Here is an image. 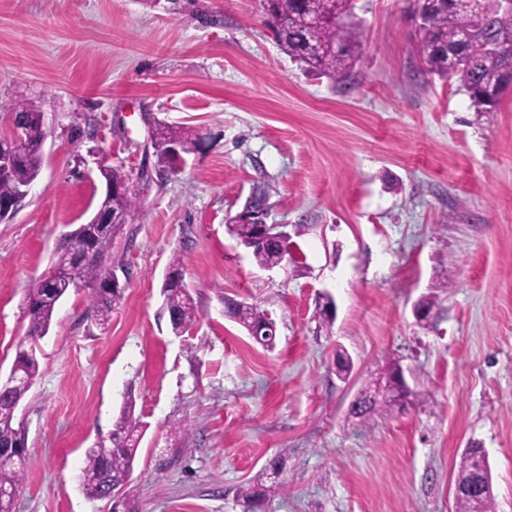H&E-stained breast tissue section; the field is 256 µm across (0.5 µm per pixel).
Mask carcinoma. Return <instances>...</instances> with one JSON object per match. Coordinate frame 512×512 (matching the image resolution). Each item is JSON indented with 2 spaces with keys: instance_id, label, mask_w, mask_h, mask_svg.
<instances>
[{
  "instance_id": "1",
  "label": "carcinoma",
  "mask_w": 512,
  "mask_h": 512,
  "mask_svg": "<svg viewBox=\"0 0 512 512\" xmlns=\"http://www.w3.org/2000/svg\"><path fill=\"white\" fill-rule=\"evenodd\" d=\"M266 15V25L277 46L296 62L308 69L345 79L353 68L362 45V31L353 21V15L344 13V0H319L322 3V20L312 28L303 23L304 0H261ZM420 14L424 26L418 41V54L426 71L443 79L456 77L465 88L471 101L481 112L494 110L504 92L512 86V13L492 12L487 15L458 8L453 0H425ZM5 109L16 114L26 124L30 145L21 155L12 175L0 178V200L13 198L16 186L33 183L42 163L43 137L41 114L28 111L22 103L8 104ZM179 145L181 153L193 152L198 139L185 136L172 128L163 127L155 147L157 165L168 171L177 167L179 157L172 154L169 146ZM136 205L132 194L117 193L112 196V210L130 213ZM122 229L120 224H111L99 230L93 224L88 232H79L66 241L67 251L77 261L74 279L56 282L52 293L38 292L28 302V327L26 337L44 336L51 325L59 299L69 288L81 283L89 289V302L95 321L103 325L112 312V269L107 258L112 239ZM229 234L250 250L255 263L265 269L282 265L294 258L293 241L280 243L264 235L257 224H229ZM225 313L245 330L271 321L268 313L259 306L242 300H224ZM171 332L185 333L197 321L190 292L174 290L167 297ZM15 362L30 379H35L39 363L29 350L18 349ZM372 385L366 384L357 395L352 416L367 423L376 416L389 417L401 411L390 399L370 398ZM143 422L134 414L132 399H127L120 419L116 422L109 442H98L85 452L81 470L82 486L88 496L100 498L106 491L108 481L116 483L133 471L138 453ZM11 446L20 453H27L26 430L22 423L6 417L0 419V447ZM278 462L257 472L240 487L236 502L241 512H261L266 504L267 491L276 483L275 471ZM24 476V464L0 465V485L20 489ZM481 477L477 459L461 461L455 482L469 486ZM456 512H494V497L479 499L464 495L455 501Z\"/></svg>"
}]
</instances>
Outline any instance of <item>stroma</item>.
Instances as JSON below:
<instances>
[{"mask_svg": "<svg viewBox=\"0 0 512 512\" xmlns=\"http://www.w3.org/2000/svg\"><path fill=\"white\" fill-rule=\"evenodd\" d=\"M354 3L362 49L338 81L279 49L261 0H0V102L42 109L46 131L0 222V377L60 239L104 193L77 158L150 175L107 259L122 287L108 324L72 288L33 345L14 512H109L78 475L129 396L145 424L132 512H240L238 488L277 458L267 512H454L473 441L495 512H512V89L477 111L427 73L412 0ZM157 120L200 138L167 174ZM258 185L268 223L304 225L299 262L261 268L228 234ZM177 253L198 310L181 336L161 294ZM228 295L267 310L273 349L225 318ZM393 362L429 405L349 418Z\"/></svg>", "mask_w": 512, "mask_h": 512, "instance_id": "35a3bbf8", "label": "stroma"}]
</instances>
